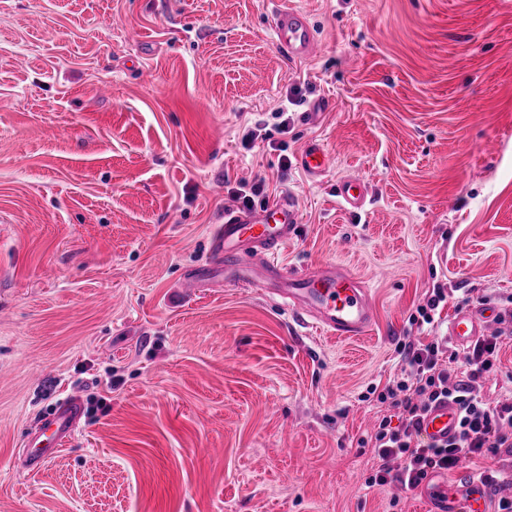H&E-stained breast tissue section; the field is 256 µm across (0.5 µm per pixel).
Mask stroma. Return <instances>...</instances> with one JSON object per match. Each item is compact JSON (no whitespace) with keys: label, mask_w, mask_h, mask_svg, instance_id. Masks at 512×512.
<instances>
[{"label":"stroma","mask_w":512,"mask_h":512,"mask_svg":"<svg viewBox=\"0 0 512 512\" xmlns=\"http://www.w3.org/2000/svg\"><path fill=\"white\" fill-rule=\"evenodd\" d=\"M295 2L321 44L297 64L267 0H0V512H426L365 487V395L431 340L410 316L437 285L440 324L500 309L512 395V0ZM351 173L361 216L336 203ZM257 182L254 207L300 211L281 261L372 289L366 337L211 270V227ZM69 397L74 435L22 472ZM300 168L310 177L325 175L330 169L331 158L322 143L311 141L305 145L298 157ZM368 183L359 176L347 175L336 182V197L347 212H364L370 202Z\"/></svg>","instance_id":"35a3bbf8"}]
</instances>
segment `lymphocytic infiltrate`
Here are the masks:
<instances>
[{"label":"lymphocytic infiltrate","instance_id":"lymphocytic-infiltrate-1","mask_svg":"<svg viewBox=\"0 0 512 512\" xmlns=\"http://www.w3.org/2000/svg\"><path fill=\"white\" fill-rule=\"evenodd\" d=\"M501 337L494 332L460 352L450 350L442 337L400 343L401 374L376 396L389 413L370 436L374 455L367 488L390 486L408 493L430 471H452L478 455L512 456V400L491 403L481 394L483 381L500 364ZM439 401L456 405L459 429L437 444L426 441L420 428Z\"/></svg>","mask_w":512,"mask_h":512}]
</instances>
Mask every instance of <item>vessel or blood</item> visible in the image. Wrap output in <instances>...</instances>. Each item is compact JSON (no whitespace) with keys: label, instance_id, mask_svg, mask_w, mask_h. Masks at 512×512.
I'll list each match as a JSON object with an SVG mask.
<instances>
[{"label":"vessel or blood","instance_id":"obj_1","mask_svg":"<svg viewBox=\"0 0 512 512\" xmlns=\"http://www.w3.org/2000/svg\"><path fill=\"white\" fill-rule=\"evenodd\" d=\"M270 25L281 52L290 61L301 62L315 54L319 40L308 18L289 0H271ZM300 168L310 177L325 175L331 158L322 143L305 145L298 157ZM369 186L359 176L347 175L336 183L339 205L348 212L365 211L370 202ZM300 214L291 198L283 197L257 210L229 211L210 237L213 268L223 270L225 283L267 289L286 301L289 309L309 319L330 337L349 339L367 334L375 322L370 288L346 267L324 262L298 270L280 262L281 249L293 239ZM500 318L498 307L479 303L458 309L448 321V336L457 347L485 335ZM80 416L75 398L62 400L53 414L44 419L49 445L24 449L17 458L20 468L39 472L70 437ZM455 405L436 404L421 424L423 437L430 442L448 440L457 431ZM430 512H491L485 486L478 481L450 482L432 476L418 489Z\"/></svg>","mask_w":512,"mask_h":512}]
</instances>
